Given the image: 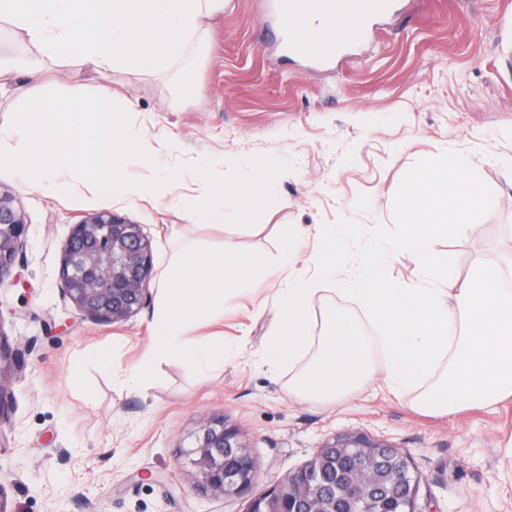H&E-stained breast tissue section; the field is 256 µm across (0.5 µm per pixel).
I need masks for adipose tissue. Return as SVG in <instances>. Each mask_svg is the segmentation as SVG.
<instances>
[{
    "instance_id": "obj_1",
    "label": "adipose tissue",
    "mask_w": 512,
    "mask_h": 512,
    "mask_svg": "<svg viewBox=\"0 0 512 512\" xmlns=\"http://www.w3.org/2000/svg\"><path fill=\"white\" fill-rule=\"evenodd\" d=\"M223 5L224 0H0V20L18 28L26 44L22 57H0V88L21 73L31 92H40L45 60L72 51L79 64L101 73L127 64L156 66L175 57L189 36L203 31L205 17ZM44 113L46 125L34 134L26 132L23 113L8 126L0 125V148L31 180L64 173L110 192L123 154L133 149L132 141L120 138L125 114L113 107L111 87H98L87 100H45ZM267 262L261 253L228 257L220 250H180L167 268L154 342L129 369V381L147 374L163 356L198 369L223 366V351L192 344L187 328L223 312L247 285L248 274Z\"/></svg>"
}]
</instances>
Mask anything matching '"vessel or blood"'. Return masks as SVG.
Listing matches in <instances>:
<instances>
[{
  "instance_id": "obj_1",
  "label": "vessel or blood",
  "mask_w": 512,
  "mask_h": 512,
  "mask_svg": "<svg viewBox=\"0 0 512 512\" xmlns=\"http://www.w3.org/2000/svg\"><path fill=\"white\" fill-rule=\"evenodd\" d=\"M388 8V0H354L351 6L337 0H277L280 29L287 33L291 45L316 60L336 57L350 42L361 40L371 19ZM324 16L320 30L303 29L307 17Z\"/></svg>"
}]
</instances>
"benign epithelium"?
Segmentation results:
<instances>
[{
	"label": "benign epithelium",
	"instance_id": "1",
	"mask_svg": "<svg viewBox=\"0 0 512 512\" xmlns=\"http://www.w3.org/2000/svg\"><path fill=\"white\" fill-rule=\"evenodd\" d=\"M25 224L14 194L0 189V283L22 249ZM152 257L143 225L91 213L73 225L63 246L62 297L93 320H127L147 304ZM188 455L198 485L216 495L239 493L257 468L248 445L218 417L199 421ZM395 487L402 508L390 512H417L407 458L383 441L347 434L321 446L305 466L255 499L249 512H365L366 502Z\"/></svg>",
	"mask_w": 512,
	"mask_h": 512
}]
</instances>
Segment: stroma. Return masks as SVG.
Masks as SVG:
<instances>
[{
  "instance_id": "obj_1",
  "label": "stroma",
  "mask_w": 512,
  "mask_h": 512,
  "mask_svg": "<svg viewBox=\"0 0 512 512\" xmlns=\"http://www.w3.org/2000/svg\"><path fill=\"white\" fill-rule=\"evenodd\" d=\"M273 3L224 0L204 36L151 69L100 74L51 64L44 72L49 96L86 99L110 85L137 146L122 182L161 178L167 191L102 196L65 176L35 186L0 161V187L15 194L26 220L15 276L0 286V343L21 355L0 383L6 512H247L347 433L407 457L418 512H512V463L502 454L512 441V401L420 414L416 391L388 389L379 356L374 381L346 401H303L288 393L294 369L270 370L262 358L280 289L317 276L315 228L342 217L367 229L393 226L395 193L417 161L461 153L493 188L490 212L460 238L435 243L452 256L455 278L512 251V0H393L361 41L327 63L288 50ZM258 179L263 202L241 220L245 191ZM215 184L226 189L220 227L201 216ZM102 211L142 225L152 240L149 301L115 324L83 316L61 296L62 245L73 224ZM183 245L262 252L270 263L223 315L188 332L231 350L223 368L162 359L129 382ZM99 348L111 351L110 370L89 361ZM203 416L223 418L258 463L237 495L215 496L191 477L186 451Z\"/></svg>"
}]
</instances>
